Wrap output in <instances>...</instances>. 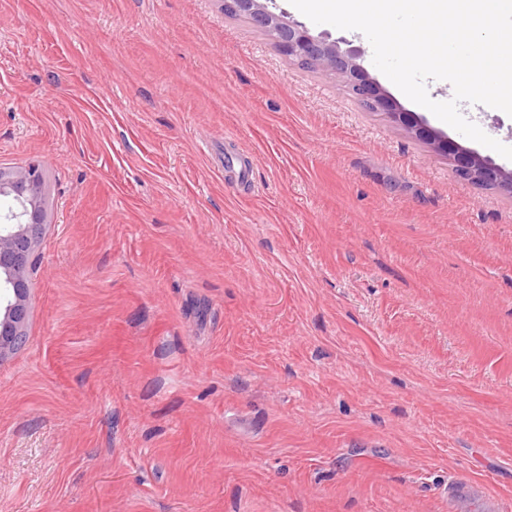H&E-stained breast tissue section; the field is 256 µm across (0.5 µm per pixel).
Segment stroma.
<instances>
[{
  "label": "stroma",
  "mask_w": 512,
  "mask_h": 512,
  "mask_svg": "<svg viewBox=\"0 0 512 512\" xmlns=\"http://www.w3.org/2000/svg\"><path fill=\"white\" fill-rule=\"evenodd\" d=\"M269 8L512 171L361 32ZM460 111L512 147L511 116ZM228 145L253 191L225 183ZM32 157L46 226L0 361V512L512 508V194L222 0H0V167Z\"/></svg>",
  "instance_id": "obj_1"
}]
</instances>
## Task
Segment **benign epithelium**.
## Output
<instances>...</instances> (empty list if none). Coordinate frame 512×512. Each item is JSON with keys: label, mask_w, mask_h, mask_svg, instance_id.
Returning <instances> with one entry per match:
<instances>
[{"label": "benign epithelium", "mask_w": 512, "mask_h": 512, "mask_svg": "<svg viewBox=\"0 0 512 512\" xmlns=\"http://www.w3.org/2000/svg\"><path fill=\"white\" fill-rule=\"evenodd\" d=\"M236 12L268 31L276 45L289 56L323 71L346 77L353 93L377 112L386 113L435 152L449 156L456 173L474 182L495 185L512 193V172H506L472 151L460 148L447 137L402 111L358 63L359 53L341 52L336 43L312 36L303 26L268 10L263 0H230ZM41 164L32 158L20 167L0 168V199L12 206L0 211V360L13 353L25 336L26 302L30 285L24 275L34 244L45 224L40 204Z\"/></svg>", "instance_id": "benign-epithelium-1"}]
</instances>
